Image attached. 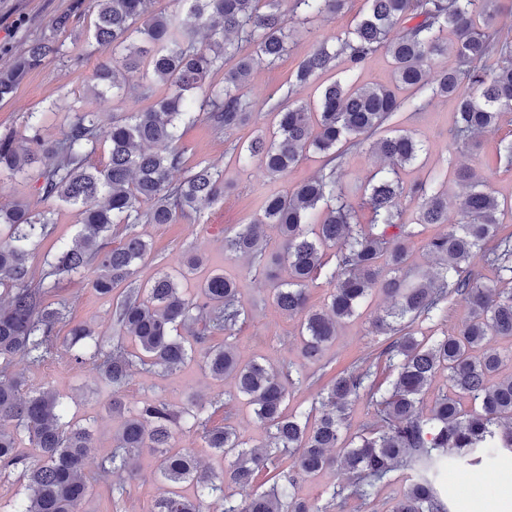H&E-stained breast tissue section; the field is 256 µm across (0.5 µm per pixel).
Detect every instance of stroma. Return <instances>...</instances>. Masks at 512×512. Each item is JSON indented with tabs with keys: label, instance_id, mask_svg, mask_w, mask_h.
<instances>
[{
	"label": "stroma",
	"instance_id": "obj_1",
	"mask_svg": "<svg viewBox=\"0 0 512 512\" xmlns=\"http://www.w3.org/2000/svg\"><path fill=\"white\" fill-rule=\"evenodd\" d=\"M363 7V0H353L346 11L326 15L306 25L276 65L259 63L254 66L242 87L246 98L257 108L251 124L226 135L215 134L203 121L183 128L182 144L188 165L217 164L224 170L229 189L223 200L194 214L192 219L140 227L151 244V251L136 267L134 278L137 283H147L159 273L167 272L176 277L184 292L194 296L198 293L199 283L210 271H223L225 276L236 281L248 318L228 341L240 360L264 358L279 371L286 370L288 364L300 363V320L288 317L276 307L265 274L251 267L247 259L225 257L224 238L255 217L266 196L284 192L315 176L322 161L318 155L309 153L288 173L273 177L257 161L244 168L232 164L226 149L229 144L254 136L267 124L266 103L281 96L290 75L311 46L318 41L335 40L352 26ZM62 13L70 14L71 23L68 29L55 34L62 46L61 55L46 59L40 68L25 78L10 99L0 103V135L23 133L27 113L40 112L44 115V139L49 142L60 140L66 115L51 111L50 106L62 98L70 102L95 103L100 124L104 127L109 126L113 113L138 112L145 108V101L134 92L97 99L92 77L109 50L95 42L90 32L93 16L76 11L75 0H0V68L10 66L18 51L27 45L51 34L50 19ZM453 111L452 100L435 98L427 101L420 112L402 110L392 122L394 129L411 133L424 146L420 157L403 168L404 182H425L435 176L445 179L448 215L452 218L457 215L460 193L452 174L456 165L476 168L485 177L489 191L498 197L512 199V169L497 164L499 147L512 140V122L503 121L497 129L482 134L481 146L472 154L461 150L449 133ZM77 220L72 208L56 207L49 235L32 251L30 266L34 280L46 276L47 257L58 246L71 243L78 230ZM192 255L203 260L202 266L193 270L186 265L187 258ZM49 279L51 287L45 293V302H68L72 320L90 323L101 334L111 335L115 298L99 296L85 277L61 275ZM388 304L384 295L373 294L360 315L338 326L335 341L323 354L333 371L351 367L361 357L382 349L387 339L373 332L372 321ZM16 369L23 373L28 384L57 393L66 420L93 426L97 442L90 451L88 470L96 479L85 509L86 512H106L109 482L100 477V464L112 451V437L120 428L122 418L112 412L111 394L98 389L93 363L54 356L37 366L18 363ZM234 392L233 379H213L200 363L193 362L162 378L134 373L123 389V396L132 408L153 400L178 408L192 398L207 405L217 398H229ZM135 465L140 479L128 485L121 512H150L166 484L157 472L151 453L140 455Z\"/></svg>",
	"mask_w": 512,
	"mask_h": 512
}]
</instances>
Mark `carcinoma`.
<instances>
[{
	"instance_id": "obj_1",
	"label": "carcinoma",
	"mask_w": 512,
	"mask_h": 512,
	"mask_svg": "<svg viewBox=\"0 0 512 512\" xmlns=\"http://www.w3.org/2000/svg\"><path fill=\"white\" fill-rule=\"evenodd\" d=\"M179 10L156 14L152 0H88L94 14V38L111 53L100 62L95 80L114 95L126 90V75L146 64L149 83L139 96L152 103L140 112L112 114L107 132L109 159L101 168L88 164L100 145L98 113L90 106L62 104L68 113L61 140L48 143L41 134L44 113L30 112L23 145L0 137V172L34 175L43 200L73 208L80 224L75 241L48 261L53 275H91L99 294L112 295L126 285L113 313V335L128 336L132 348L106 352L111 338L96 335L85 323H72L59 338L67 305H46L31 287V247L47 235L53 210L36 212L23 202L0 208V470L22 467L23 497L14 512H85L90 427L64 420L56 394L32 387L12 371L18 360L40 364L60 352L77 361L98 362V375L112 389V412L126 414L113 435L112 454L101 464L106 477L126 475L111 489L120 508L126 482L136 477L131 461L143 450L155 456L169 489L151 512H320L296 497L299 480L316 477L335 464L351 474L347 485L331 494L344 510L348 502L363 507L375 490L402 467L408 471L406 494L391 512H448L443 478L448 470L467 473L488 460L512 457V373L498 376L512 353L491 345L499 338L512 344V289L484 281L482 269L494 268L498 282H512V231L503 234L504 216L512 220V202H501L486 189L473 168L455 170L461 188L459 220L431 238L428 250L441 270L411 280L405 241L428 224H448V190L435 181L406 184L401 170L415 161L422 146L412 134L380 135L404 107L421 105L397 98L394 88L412 97H451L456 106L455 142L475 151L478 137L512 114V38L501 22L502 0H364L356 22L336 37V45H312L290 78L284 98L268 112L269 124L248 142L232 149L233 162L246 166L257 159L277 177L312 150L325 158L322 170L285 193L265 198L261 213L224 238L230 257H243L272 282L277 307L300 318L302 356L320 361L336 336L337 325L355 316L377 290L391 300L373 322L389 337L376 361L357 370H342L316 393L318 417L285 413L291 373L273 370L257 359L241 362L229 343L209 345L212 334L230 336L246 312L235 283L213 273L201 286L203 301L185 296L179 283L162 273L136 286L134 268L150 251L138 230L141 224H174L224 197V171L217 165L185 168L180 129L200 120L226 134L247 125L255 107L241 93L256 61L278 62L289 49L297 26L325 13L336 14L350 0H177ZM71 15L55 16L51 35L28 45L11 66L0 70V101L13 96L25 76L49 56L61 54L52 33L68 27ZM392 60L394 87L353 86L336 79L324 86L316 103L298 97L301 89L336 69L345 56L350 69L363 65L378 50ZM452 55L457 66L428 82V64L437 55ZM237 66L224 71L227 57ZM168 94L154 98V84ZM350 148L379 157L377 169L361 189L360 202L349 201L336 174ZM175 170L185 171L172 181ZM416 203L406 222L401 201ZM326 205L322 219L313 216ZM126 225L117 247L108 246L112 226ZM278 229L277 252L267 249L268 226ZM324 277L331 292L324 307L307 304L311 283ZM463 302L468 320L453 333L420 339L418 327L445 318L451 299ZM200 358L212 378L234 380L237 395L252 406L266 430V440L248 446L234 428L209 426L210 417L195 401L180 410L161 400L126 411L120 390L136 368L165 376ZM447 373L449 391L428 412L422 396L438 371ZM367 399L374 422L349 443L341 459L328 455L340 445L351 402ZM472 402L462 408V400ZM193 419L207 446L229 460L216 473L199 469L191 448L172 451L174 428ZM24 435L39 458L26 463L16 452ZM289 459L288 467L283 460ZM273 480L268 490L240 502L226 493L246 486L258 474ZM196 485L195 498L183 484Z\"/></svg>"
}]
</instances>
